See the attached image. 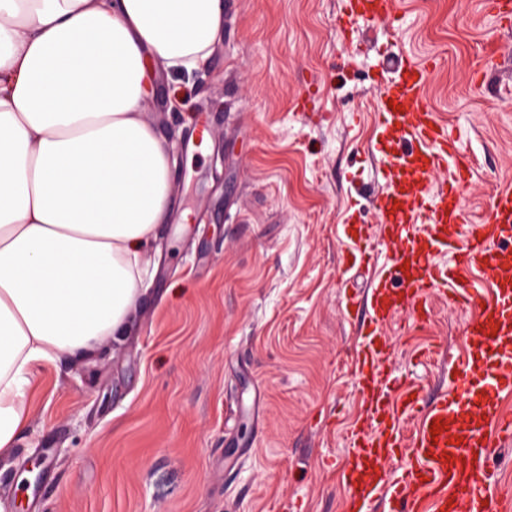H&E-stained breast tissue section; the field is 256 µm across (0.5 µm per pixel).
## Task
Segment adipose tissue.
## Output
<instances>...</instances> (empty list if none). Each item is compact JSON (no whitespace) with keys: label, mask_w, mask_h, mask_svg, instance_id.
<instances>
[{"label":"adipose tissue","mask_w":512,"mask_h":512,"mask_svg":"<svg viewBox=\"0 0 512 512\" xmlns=\"http://www.w3.org/2000/svg\"><path fill=\"white\" fill-rule=\"evenodd\" d=\"M224 0H0V456L33 369L90 358L136 306L173 192L152 67L204 69Z\"/></svg>","instance_id":"adipose-tissue-1"}]
</instances>
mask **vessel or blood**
I'll return each mask as SVG.
<instances>
[{"instance_id":"vessel-or-blood-1","label":"vessel or blood","mask_w":512,"mask_h":512,"mask_svg":"<svg viewBox=\"0 0 512 512\" xmlns=\"http://www.w3.org/2000/svg\"><path fill=\"white\" fill-rule=\"evenodd\" d=\"M350 16L373 21L393 16L395 0H347ZM429 68L402 58L397 78L374 102L389 171L377 199L383 240L399 242L368 306L372 325L356 351L353 371L362 385L363 423L350 434L345 484L358 512H512L492 461L512 441V419L501 400L512 393V258L498 247L512 242V188L497 190L488 215L467 237L464 189L475 168L446 124L424 102ZM448 175L433 189L436 172ZM488 272L491 288L469 278ZM479 308L465 340V355L448 370V388L424 401L419 385L401 383L385 397L383 368L394 355L383 327L397 306L426 308L429 298ZM415 421L412 437L403 426ZM439 434H431L435 423Z\"/></svg>"}]
</instances>
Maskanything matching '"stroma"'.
<instances>
[{
	"label": "stroma",
	"mask_w": 512,
	"mask_h": 512,
	"mask_svg": "<svg viewBox=\"0 0 512 512\" xmlns=\"http://www.w3.org/2000/svg\"><path fill=\"white\" fill-rule=\"evenodd\" d=\"M208 69L154 74L146 117L175 166L171 214L127 328L91 359L37 369L32 418L0 457V512H349L350 367L393 243L358 241L384 187L372 103L406 56L425 102L478 166L466 228L512 186V26L483 0H398L395 24L352 23L343 0H224ZM209 113L213 144L186 152ZM398 308L388 375L425 398L473 317L433 298Z\"/></svg>",
	"instance_id": "obj_1"
}]
</instances>
